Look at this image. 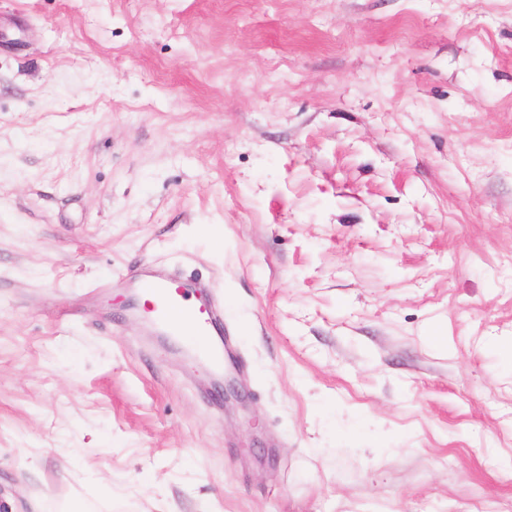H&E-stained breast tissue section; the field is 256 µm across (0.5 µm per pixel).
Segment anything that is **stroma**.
I'll return each mask as SVG.
<instances>
[{"instance_id": "obj_1", "label": "stroma", "mask_w": 512, "mask_h": 512, "mask_svg": "<svg viewBox=\"0 0 512 512\" xmlns=\"http://www.w3.org/2000/svg\"><path fill=\"white\" fill-rule=\"evenodd\" d=\"M0 507L512 512V0H0ZM136 277L134 288L152 299L155 318L152 325L165 336H183L197 354L214 364H229L228 351L212 343L214 336L224 335L222 301H192L189 288H207L201 283L189 284L176 271L145 267L131 273Z\"/></svg>"}]
</instances>
